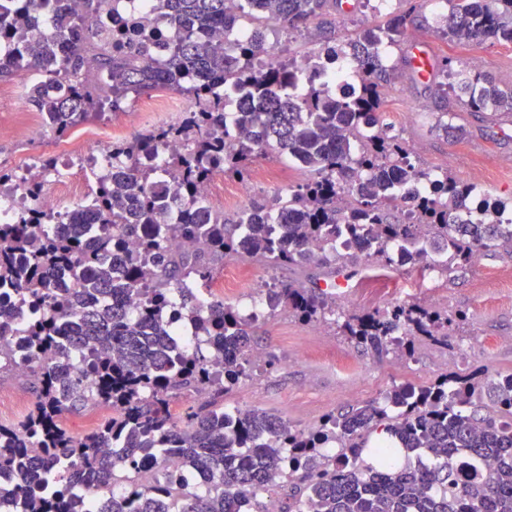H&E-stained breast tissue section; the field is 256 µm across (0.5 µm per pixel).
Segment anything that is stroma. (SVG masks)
<instances>
[{
	"label": "stroma",
	"instance_id": "35a3bbf8",
	"mask_svg": "<svg viewBox=\"0 0 512 512\" xmlns=\"http://www.w3.org/2000/svg\"><path fill=\"white\" fill-rule=\"evenodd\" d=\"M411 5L416 19L401 50L427 51L432 68L423 75L400 67L384 105L385 112L399 115L393 134L405 142L416 167L445 170L467 182L481 174L480 191L512 202V120L469 111L455 98L438 95L443 81L438 68L447 57L459 62L480 58L483 72L512 84V45L453 46L437 32L446 10L442 0H411ZM398 6V0H387L379 12L372 0H347L346 23L337 28V38L382 23L386 12ZM445 123L450 126L446 132L441 129ZM56 146L48 131L36 141L1 137L0 168L56 155ZM393 276L400 283L397 292L376 300L349 298L339 302V310L349 314L404 302L430 304L464 319L453 330L450 347L423 342L413 358L391 354L378 361L349 344L337 327L318 330L286 314L274 315L261 322L256 338L263 351L259 368L225 393V406L264 410L307 429L329 413L379 397L395 384H425L445 373L480 367L493 377L512 374V247H493L481 252L478 263L436 272L428 287L416 271L404 267ZM303 349L309 352L304 359L299 356Z\"/></svg>",
	"mask_w": 512,
	"mask_h": 512
}]
</instances>
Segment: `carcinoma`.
Masks as SVG:
<instances>
[{
    "mask_svg": "<svg viewBox=\"0 0 512 512\" xmlns=\"http://www.w3.org/2000/svg\"><path fill=\"white\" fill-rule=\"evenodd\" d=\"M43 0H21L22 15H0V41L28 29L25 64L0 67V80L54 64L49 83H34L29 103L52 133L67 137L105 105L119 111L133 94L172 91L191 112L181 124L112 144L125 160L101 183L93 233L59 230L22 219L0 224V285L20 293L35 316L24 328L29 364L17 369L12 315L0 308V375L34 385L31 412L0 423V473L24 492L17 512H91L86 493L118 485L99 512H269L263 494L287 490L279 512H512V374L494 380L479 370L448 373L425 385L395 386L382 397L327 415L300 430L256 409L224 415V393L248 378L251 336L222 301L198 304L187 280L214 276L212 263L255 258L272 267L316 264L349 277L361 259L380 266L444 272L476 250L512 245L506 202L481 196L454 176H431L410 162L406 144L382 118V92L396 66L387 49L400 44L413 12L397 11L355 39L321 46L304 80L276 58L262 33L216 46L203 34L235 21L231 0H156L158 25L179 42L154 70L143 58L147 38L120 52L102 51L73 24L59 22L49 40L32 24ZM243 17L263 29L308 31L344 22L341 0H239ZM441 37L458 45H512V0H446ZM445 67L457 101L472 112L512 118V85L468 66ZM105 73L101 86L91 76ZM244 94L243 120L228 122L224 88ZM170 135L191 151L145 171L142 155ZM271 152L310 174L301 189L274 207L256 204L233 217L204 209L199 181L217 172L245 177ZM178 239L184 248L174 251ZM68 274L65 285L47 278ZM277 305L300 322L333 320L354 347L375 358L412 357L416 339L448 345L456 320L430 306L401 303L336 321V296L299 281L276 289ZM175 316L209 336L173 350L167 323ZM81 357L86 375L67 371ZM222 360V374L210 369ZM188 390L213 391L182 418L170 406ZM112 414L82 436L63 417L88 409ZM125 441L122 454L103 449ZM240 448H254L250 456ZM205 486L160 476L170 467Z\"/></svg>",
    "mask_w": 512,
    "mask_h": 512,
    "instance_id": "1",
    "label": "carcinoma"
}]
</instances>
